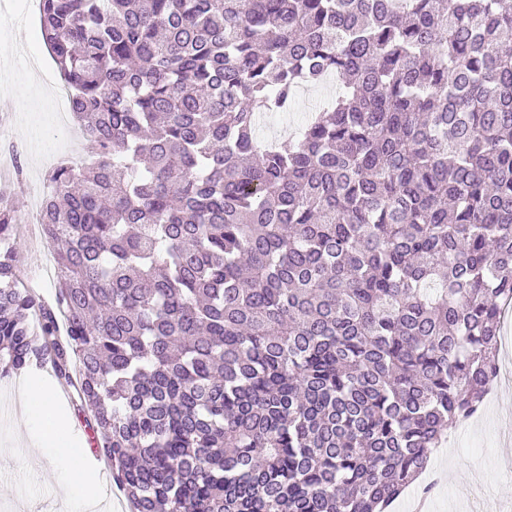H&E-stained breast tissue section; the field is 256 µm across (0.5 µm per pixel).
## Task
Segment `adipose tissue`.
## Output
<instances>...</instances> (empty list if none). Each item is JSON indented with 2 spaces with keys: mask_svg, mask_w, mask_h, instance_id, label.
<instances>
[{
  "mask_svg": "<svg viewBox=\"0 0 512 512\" xmlns=\"http://www.w3.org/2000/svg\"><path fill=\"white\" fill-rule=\"evenodd\" d=\"M19 399L22 422L33 431L37 451L52 461L57 487L66 497L75 499L83 512H94L98 504L97 486L83 464L84 453L69 444L70 428L60 419L52 392L30 379Z\"/></svg>",
  "mask_w": 512,
  "mask_h": 512,
  "instance_id": "obj_1",
  "label": "adipose tissue"
}]
</instances>
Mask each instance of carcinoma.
Masks as SVG:
<instances>
[{
	"instance_id": "1",
	"label": "carcinoma",
	"mask_w": 512,
	"mask_h": 512,
	"mask_svg": "<svg viewBox=\"0 0 512 512\" xmlns=\"http://www.w3.org/2000/svg\"><path fill=\"white\" fill-rule=\"evenodd\" d=\"M85 158L55 300L0 191V377L50 358L132 512H386L512 301V0H40ZM342 79L286 144L260 119Z\"/></svg>"
}]
</instances>
